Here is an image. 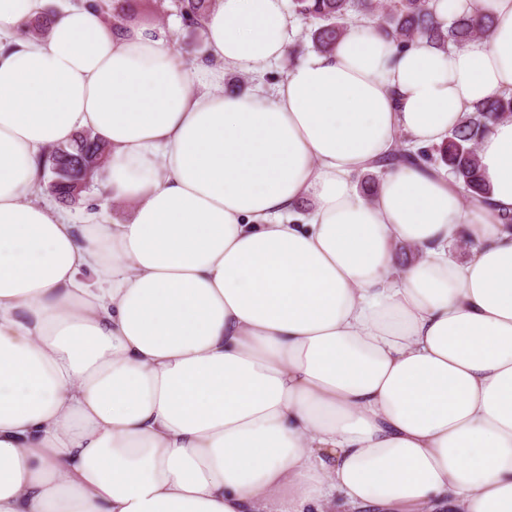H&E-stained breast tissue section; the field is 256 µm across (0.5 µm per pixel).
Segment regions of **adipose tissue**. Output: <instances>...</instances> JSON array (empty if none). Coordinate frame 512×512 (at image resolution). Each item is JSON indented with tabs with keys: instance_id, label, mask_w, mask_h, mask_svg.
Here are the masks:
<instances>
[{
	"instance_id": "1",
	"label": "adipose tissue",
	"mask_w": 512,
	"mask_h": 512,
	"mask_svg": "<svg viewBox=\"0 0 512 512\" xmlns=\"http://www.w3.org/2000/svg\"><path fill=\"white\" fill-rule=\"evenodd\" d=\"M488 2L464 48L353 26L226 94L285 57L286 0H216L202 60L0 0V512H512V118L478 145L488 206L444 167L358 189L395 133L436 146L512 95ZM82 130L110 158L74 224L31 195Z\"/></svg>"
}]
</instances>
